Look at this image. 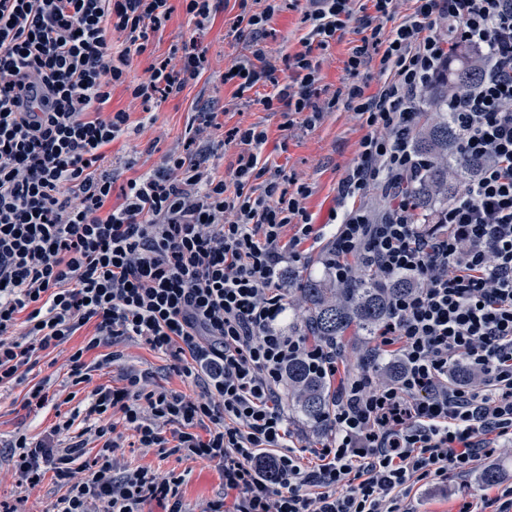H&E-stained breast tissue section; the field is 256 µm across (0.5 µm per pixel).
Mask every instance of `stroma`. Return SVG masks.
Segmentation results:
<instances>
[{"mask_svg":"<svg viewBox=\"0 0 512 512\" xmlns=\"http://www.w3.org/2000/svg\"><path fill=\"white\" fill-rule=\"evenodd\" d=\"M170 6L172 13L166 27L152 36L154 55L168 54L194 40L206 50L210 67L178 95H160L146 105L132 99L124 87L113 88L107 110H123L130 115L128 129L107 148L101 164L102 170L112 176L113 204L121 203L122 190L129 178L160 170L166 156L173 151L208 155L213 175L231 177L239 147L225 141L224 132L243 121L267 131L268 142L262 149V159L278 166L282 181L297 178L308 182L312 193L304 205L315 226L327 223L336 205L338 182L357 155L363 128L352 113L343 109L325 115L313 126L306 125L299 115L292 127H285L281 113L267 111L261 105L265 87L240 95L235 84L224 80V71L233 62L251 58L247 41L238 38L231 29L237 12L234 0H221L212 23L200 31L186 16L182 0H170ZM306 33L301 6L285 0L282 10L267 27L264 43L269 54L278 59L302 50ZM353 39V34H346L319 53L322 83L329 91H336L347 77L345 61ZM210 112L215 113L218 127L214 144L208 147L192 141L190 129ZM130 158L136 161L131 169L125 165ZM93 332V327H83L63 346L40 352L30 380L48 381L50 401L44 408H24L25 386L0 390V506L7 512H48L63 494V487L49 473L36 487L19 483L8 460V445L20 433L36 438L44 436L57 414H71L74 400L84 399L91 385L123 386L124 373L131 371L145 374L153 389L179 391L192 397L200 392L199 386L180 372L173 358L157 354L145 343L124 336L113 337L110 344L86 354V362L94 366L91 384L71 385L62 363ZM115 351L121 353V360L112 365L102 364L103 355ZM124 437L123 465L182 476L178 494L189 512H203L209 502L223 497L224 479L216 464L139 447L130 431ZM483 463L499 467L501 484L482 483L475 470L465 474L452 470L446 476L415 485L410 494L415 512H462L467 505L473 512H479L484 497L495 496L500 485L512 483V446L496 449Z\"/></svg>","mask_w":512,"mask_h":512,"instance_id":"obj_1","label":"stroma"}]
</instances>
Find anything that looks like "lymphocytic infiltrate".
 <instances>
[{"instance_id": "1", "label": "lymphocytic infiltrate", "mask_w": 512, "mask_h": 512, "mask_svg": "<svg viewBox=\"0 0 512 512\" xmlns=\"http://www.w3.org/2000/svg\"><path fill=\"white\" fill-rule=\"evenodd\" d=\"M233 31L252 58L224 73L238 91L270 87L261 104L286 121L315 125L344 108L366 131L337 187L329 276L342 283L351 258L416 287L397 296L376 353L394 352L386 382L346 376L332 428L306 465L290 443L278 387L289 359L305 354L332 376L339 351L305 346L282 323L277 282L296 256L282 242L317 237L308 183L282 188L261 159L266 130L237 124L231 180L205 157L168 154L161 172L130 178L112 205L104 149L129 125L105 111L131 55L152 50L169 0H0V386L28 384L35 351L94 332L66 361L72 385L90 384L84 356L113 336L177 357L197 397L151 390L129 374L122 387L92 386L83 434L63 416L39 439L17 436L15 475L37 486L53 473L66 492L51 512H142L166 501L187 512L180 479L147 467L118 469L123 430L143 448H172L214 463L224 498L204 512H401L395 490L469 471L512 443V0H305L302 51L272 62L266 28L281 0H237ZM358 33L342 88L324 97L315 50ZM125 47L114 51L113 34ZM462 41L494 72L448 103L460 148L483 167L448 207L414 221L400 194L422 160L411 146L428 84ZM197 44L169 54L132 86V98L180 93L208 67ZM375 67L376 88L359 75ZM287 81H280V72ZM467 370L468 381L455 378ZM97 442L93 464L81 463ZM234 496L233 510L224 499Z\"/></svg>"}]
</instances>
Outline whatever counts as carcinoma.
Instances as JSON below:
<instances>
[{"label":"carcinoma","instance_id":"obj_1","mask_svg":"<svg viewBox=\"0 0 512 512\" xmlns=\"http://www.w3.org/2000/svg\"><path fill=\"white\" fill-rule=\"evenodd\" d=\"M483 57L469 45L458 42L453 49V64L446 77L431 87L425 97L412 133L416 151L424 165L404 189L415 217L422 220L435 210L448 206L463 185L476 173L477 164L459 151L461 131L448 112V89L476 79L483 68ZM355 269L344 283L329 276H318L310 268L294 271L280 282L293 319L288 332L325 345L340 346L347 333L374 338L390 315L394 298L412 289L407 277L385 279L354 261ZM384 380L394 364L366 360L359 365ZM288 407L317 431L330 428L334 395L330 379L311 372L306 360L296 357L286 368Z\"/></svg>","mask_w":512,"mask_h":512}]
</instances>
